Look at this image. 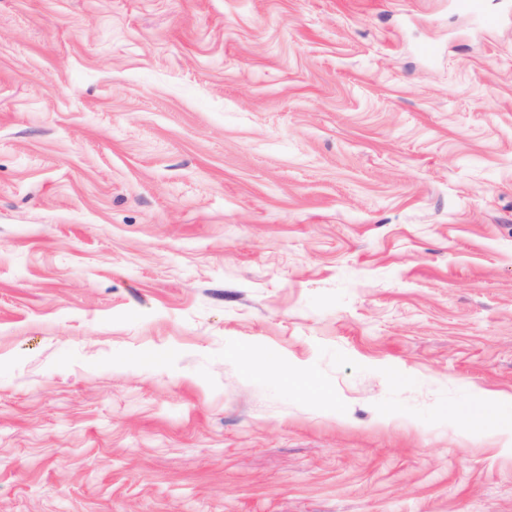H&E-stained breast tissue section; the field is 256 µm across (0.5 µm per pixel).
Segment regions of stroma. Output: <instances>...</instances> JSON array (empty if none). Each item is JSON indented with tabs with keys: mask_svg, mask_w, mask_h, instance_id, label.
<instances>
[{
	"mask_svg": "<svg viewBox=\"0 0 512 512\" xmlns=\"http://www.w3.org/2000/svg\"><path fill=\"white\" fill-rule=\"evenodd\" d=\"M482 2L0 0V512H512Z\"/></svg>",
	"mask_w": 512,
	"mask_h": 512,
	"instance_id": "obj_1",
	"label": "stroma"
}]
</instances>
